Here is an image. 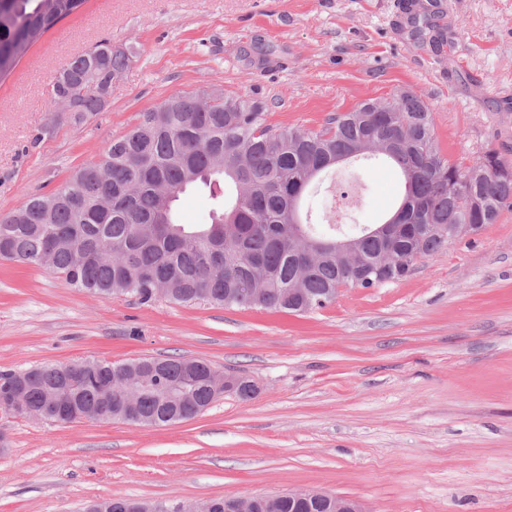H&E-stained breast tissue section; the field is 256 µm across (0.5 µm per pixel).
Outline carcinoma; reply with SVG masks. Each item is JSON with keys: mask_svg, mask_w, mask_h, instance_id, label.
Masks as SVG:
<instances>
[{"mask_svg": "<svg viewBox=\"0 0 512 512\" xmlns=\"http://www.w3.org/2000/svg\"><path fill=\"white\" fill-rule=\"evenodd\" d=\"M86 0H0V80L31 44ZM421 39L436 24L413 14ZM127 52L108 41L64 64L48 83L49 98L74 97L77 112L105 108L97 86L128 67ZM342 163L382 157L395 167L403 193L379 231L364 228L350 252L320 234L294 210L309 187ZM205 189L214 201L204 224H182L180 196ZM512 210V160L490 149L470 165L449 161L431 113L415 94L396 93L338 112L318 130L266 123L263 102L227 95L217 86L171 95L146 109L98 160L76 169L55 192L30 197L0 217L5 258L62 275L101 298L133 295L307 313L336 300L338 288H370L406 278L416 262L498 223ZM156 359H77L82 379L61 396L101 420L166 426L196 416L212 402V365L164 357L158 372L139 369ZM62 364L31 366L32 383L16 406L37 409L58 386ZM140 392L129 416L113 383Z\"/></svg>", "mask_w": 512, "mask_h": 512, "instance_id": "cac0c4a2", "label": "carcinoma"}]
</instances>
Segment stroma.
Masks as SVG:
<instances>
[{
	"instance_id": "obj_1",
	"label": "stroma",
	"mask_w": 512,
	"mask_h": 512,
	"mask_svg": "<svg viewBox=\"0 0 512 512\" xmlns=\"http://www.w3.org/2000/svg\"><path fill=\"white\" fill-rule=\"evenodd\" d=\"M446 69L392 28V0H86L0 82V215L58 189L144 110L208 86L266 102L272 126L320 129L410 91L448 160L512 159V0H454ZM134 51L103 112L54 122L46 83L101 39ZM377 159L324 175L304 207L358 233L398 196ZM199 359L256 397H218L162 427L58 424L0 412V512H84L131 498L171 507L310 489L366 512H512V211L424 258L404 280L342 289L304 314L159 298L102 299L0 259V371L79 358Z\"/></svg>"
}]
</instances>
